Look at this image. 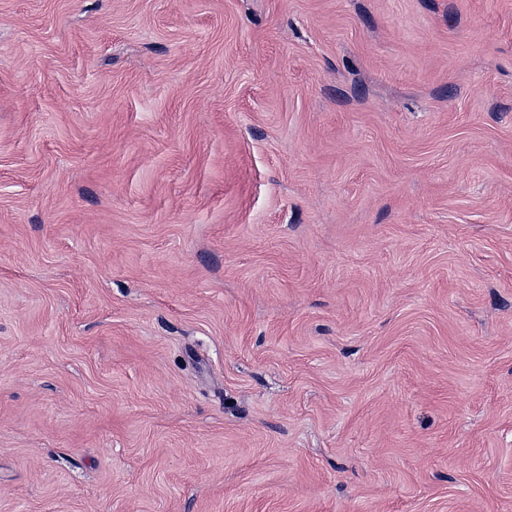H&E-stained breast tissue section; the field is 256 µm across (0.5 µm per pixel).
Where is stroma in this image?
<instances>
[{
  "label": "stroma",
  "instance_id": "1",
  "mask_svg": "<svg viewBox=\"0 0 512 512\" xmlns=\"http://www.w3.org/2000/svg\"><path fill=\"white\" fill-rule=\"evenodd\" d=\"M0 512H512V0H0Z\"/></svg>",
  "mask_w": 512,
  "mask_h": 512
}]
</instances>
